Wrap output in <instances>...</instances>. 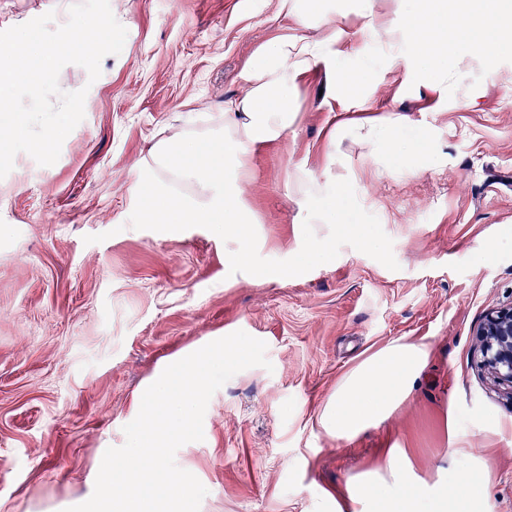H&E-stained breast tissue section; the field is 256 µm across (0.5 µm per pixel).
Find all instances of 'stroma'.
<instances>
[{"label": "stroma", "mask_w": 512, "mask_h": 512, "mask_svg": "<svg viewBox=\"0 0 512 512\" xmlns=\"http://www.w3.org/2000/svg\"><path fill=\"white\" fill-rule=\"evenodd\" d=\"M72 0H0V30ZM464 44L419 45L401 0H344L335 51L298 81L296 125L261 147L239 186L257 218L246 265L208 224L138 222L132 174L180 115L211 117L248 90L251 56L318 38L278 0H110L126 28L87 88L60 157L18 153L0 179V512H65L93 493L107 448L169 364L241 330L267 344L211 397L204 438L177 465L206 487L200 512H364L362 474L403 449L447 481L452 448L484 449V512H512V401L477 366L474 332L512 302V0L488 28L479 0H447ZM362 76L352 96L337 76ZM324 191L304 196L298 172ZM428 346L413 392L357 437L321 415L360 361Z\"/></svg>", "instance_id": "stroma-1"}]
</instances>
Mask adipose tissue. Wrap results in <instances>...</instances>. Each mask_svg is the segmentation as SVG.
<instances>
[{"mask_svg": "<svg viewBox=\"0 0 512 512\" xmlns=\"http://www.w3.org/2000/svg\"><path fill=\"white\" fill-rule=\"evenodd\" d=\"M280 13L303 28L323 29L321 39L282 37L260 46L248 63L246 95L230 101L207 124H188L160 140L150 158L156 171L186 187L142 184L141 217L167 233L179 224H210L239 242L231 255L245 264L253 218L239 201L238 187L252 152L283 142L297 120L293 100L299 77L336 43L335 0H279ZM428 353L423 344L397 340L352 369L340 382L322 416L325 430L353 437L385 420L409 395ZM412 465L397 448L384 468L365 473L353 489L368 499L371 512H478L479 494L459 485L415 482Z\"/></svg>", "mask_w": 512, "mask_h": 512, "instance_id": "ef3b65f1", "label": "adipose tissue"}]
</instances>
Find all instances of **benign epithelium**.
I'll use <instances>...</instances> for the list:
<instances>
[{
  "label": "benign epithelium",
  "instance_id": "7a95c632",
  "mask_svg": "<svg viewBox=\"0 0 512 512\" xmlns=\"http://www.w3.org/2000/svg\"><path fill=\"white\" fill-rule=\"evenodd\" d=\"M475 336L481 365L512 396V304L490 310Z\"/></svg>",
  "mask_w": 512,
  "mask_h": 512
}]
</instances>
